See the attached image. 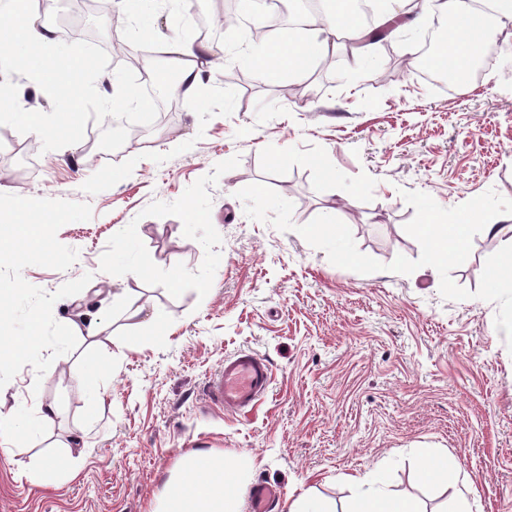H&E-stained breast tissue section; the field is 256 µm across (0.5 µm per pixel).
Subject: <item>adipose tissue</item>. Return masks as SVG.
Here are the masks:
<instances>
[{"instance_id": "obj_1", "label": "adipose tissue", "mask_w": 512, "mask_h": 512, "mask_svg": "<svg viewBox=\"0 0 512 512\" xmlns=\"http://www.w3.org/2000/svg\"><path fill=\"white\" fill-rule=\"evenodd\" d=\"M407 2L414 21H422L428 9L435 6L451 17L454 29L451 57L459 80H466L472 58L488 40L485 14L472 9L467 0ZM4 16L10 18L11 26L8 41L0 43V64L24 70L29 65L30 54L54 50L56 34L32 12L29 0H0V17ZM309 32V37L297 49L280 43L269 44L268 63L257 70L258 79L270 81L282 74L304 76L312 59L335 51L337 36L356 41L364 36L353 14L343 8L340 0H329L322 24L311 26ZM167 53L176 67L174 86L186 94L197 93L203 70L214 71L224 66L223 57L202 43L172 41L167 45ZM199 59L205 61V69L196 68ZM355 484L359 489L357 512H417L411 501L392 495L379 478L364 475L356 478ZM242 487L238 466L227 464L223 456L195 451L182 457L166 485L159 512H241Z\"/></svg>"}]
</instances>
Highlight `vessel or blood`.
Listing matches in <instances>:
<instances>
[{
    "mask_svg": "<svg viewBox=\"0 0 512 512\" xmlns=\"http://www.w3.org/2000/svg\"><path fill=\"white\" fill-rule=\"evenodd\" d=\"M272 383L268 361L260 355L243 351L225 358L210 377L206 396L211 404L232 412L253 409ZM279 490L266 483L254 485L248 492L249 512H267Z\"/></svg>",
    "mask_w": 512,
    "mask_h": 512,
    "instance_id": "1",
    "label": "vessel or blood"
}]
</instances>
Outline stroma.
Segmentation results:
<instances>
[{"label":"stroma","mask_w":512,"mask_h":512,"mask_svg":"<svg viewBox=\"0 0 512 512\" xmlns=\"http://www.w3.org/2000/svg\"><path fill=\"white\" fill-rule=\"evenodd\" d=\"M213 9L125 0L114 13L52 0L40 19L106 49L117 36L161 52L166 40L195 39L193 13ZM488 46L478 75L443 86L412 70L379 81L384 57L341 47L334 69L309 72L306 94L288 99L287 76L255 81L264 49L238 26L214 44L223 69L180 97L172 134L149 126L140 145L92 165L77 144L26 152L38 136L0 125L5 193L92 210L57 232L78 252L71 267L29 266L23 278L53 293L91 274L53 316L105 323L78 334L63 370L27 365L0 388V406L25 425L0 452V512H149L192 451L242 466L247 485L281 487L271 512L303 494L355 512L348 478L373 472L420 512H444L451 499L464 512H512V352L497 305L443 298L430 266L387 269L421 252L404 229L415 210L402 191L445 208L490 189L512 199V40ZM237 67L247 88L226 80ZM251 184L284 189L293 230L246 216L236 193ZM320 215L346 223L382 270L331 264L296 231ZM500 247L478 233L452 280L477 290ZM137 306L169 330H130L124 311ZM242 350L269 361L270 393L247 412L209 405V377ZM50 402L58 416L46 432L36 409ZM437 457L462 467L432 481Z\"/></svg>","instance_id":"obj_1"}]
</instances>
